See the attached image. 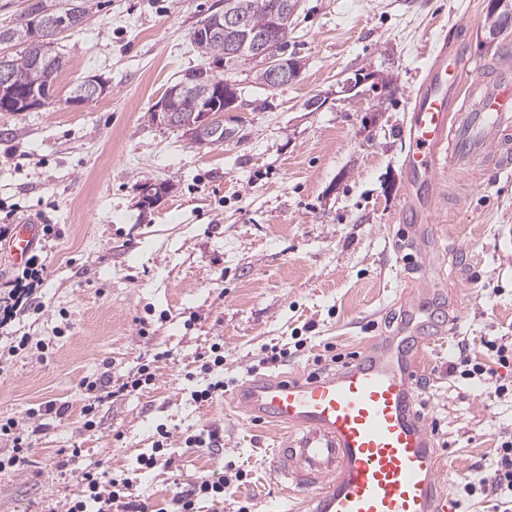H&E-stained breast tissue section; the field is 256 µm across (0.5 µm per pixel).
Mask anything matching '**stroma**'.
I'll return each mask as SVG.
<instances>
[{"instance_id":"stroma-1","label":"stroma","mask_w":512,"mask_h":512,"mask_svg":"<svg viewBox=\"0 0 512 512\" xmlns=\"http://www.w3.org/2000/svg\"><path fill=\"white\" fill-rule=\"evenodd\" d=\"M92 3L83 30L59 36L65 65L49 102L0 112V218L36 216L56 231L35 247L47 264L33 292L41 310L0 324V419L36 431L26 459L0 472V512H60L85 472L101 470L149 512H174L191 484L221 478L230 490L199 499L197 512H282L271 458L284 430L236 411L234 395L252 380L307 377L325 345L358 354L399 335L410 293L445 327L417 375L416 409L454 512H494L461 487L491 477L512 404L449 376L448 361L459 340L484 361L482 337L512 336V178L439 173L420 229L399 217L413 182L411 102L435 51L462 50L470 71L512 42V27L487 43L485 0H298L286 52L303 70L270 90L254 63L227 66L193 44L224 0ZM201 66L240 98L224 115L233 137L197 148L150 112ZM359 74L365 83L345 92ZM90 76L107 94L71 102ZM384 79L390 88L374 89ZM314 98L321 107L308 109ZM146 182L170 190L143 210ZM23 335L46 352L13 350ZM217 343L226 390L199 404L200 359ZM275 348L289 356L273 365ZM147 363L153 385L104 400L84 430L81 380L115 387ZM160 425L170 439L157 453ZM213 429L221 447H186ZM151 453L156 466L142 469Z\"/></svg>"}]
</instances>
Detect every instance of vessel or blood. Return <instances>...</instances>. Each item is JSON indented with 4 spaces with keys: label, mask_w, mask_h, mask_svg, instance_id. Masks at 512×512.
Segmentation results:
<instances>
[{
    "label": "vessel or blood",
    "mask_w": 512,
    "mask_h": 512,
    "mask_svg": "<svg viewBox=\"0 0 512 512\" xmlns=\"http://www.w3.org/2000/svg\"><path fill=\"white\" fill-rule=\"evenodd\" d=\"M406 164L413 175L473 171L512 175V52L487 73H466L440 49L413 100ZM40 238L18 224L9 251L22 261ZM401 336L369 341L343 370L310 380H259L236 396L239 410L287 426L273 450L274 476L303 496L305 512H448L436 450L412 410L421 353Z\"/></svg>",
    "instance_id": "vessel-or-blood-1"
}]
</instances>
